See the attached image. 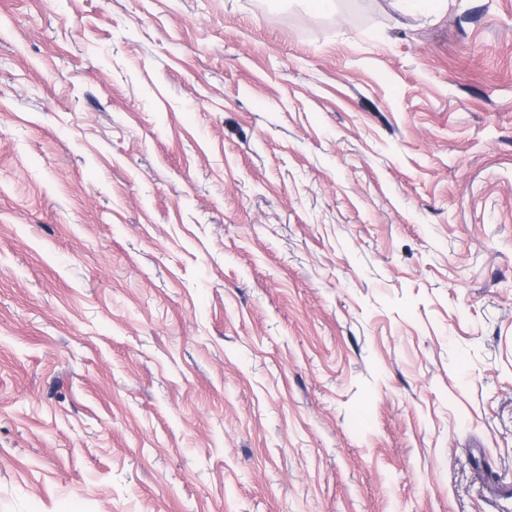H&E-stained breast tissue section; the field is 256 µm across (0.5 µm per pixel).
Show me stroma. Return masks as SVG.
<instances>
[{
  "label": "stroma",
  "instance_id": "1",
  "mask_svg": "<svg viewBox=\"0 0 512 512\" xmlns=\"http://www.w3.org/2000/svg\"><path fill=\"white\" fill-rule=\"evenodd\" d=\"M0 0V512H512V0Z\"/></svg>",
  "mask_w": 512,
  "mask_h": 512
}]
</instances>
